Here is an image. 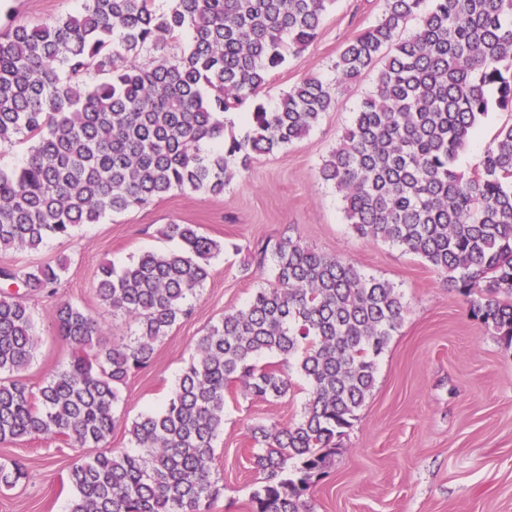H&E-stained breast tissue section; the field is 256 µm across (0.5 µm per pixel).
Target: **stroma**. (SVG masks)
<instances>
[{"instance_id": "1", "label": "stroma", "mask_w": 512, "mask_h": 512, "mask_svg": "<svg viewBox=\"0 0 512 512\" xmlns=\"http://www.w3.org/2000/svg\"><path fill=\"white\" fill-rule=\"evenodd\" d=\"M84 0H0V30L15 22H40L79 13ZM384 0H335L325 12L316 41L274 71L261 97L266 107L304 76L333 83L335 107L304 138L256 156L238 170L223 194L174 190L148 206L79 227L73 238L56 239L36 251L0 252V264L20 267L69 265L54 295L37 294L36 356L25 373L39 387L71 351L52 325L57 302L84 306L105 328L109 342L130 332L128 319L113 315L95 296L96 272L110 261L124 266L147 251L175 252L178 241L159 233L168 223L197 224L225 244L211 261V276L189 316L156 345L153 363L121 391L120 423L110 447H128L126 422L157 408L174 390L196 339L225 312L243 307L269 269L252 259L255 247L282 237L355 263L366 274L393 283L404 296L403 320L377 360L374 388L336 444L339 452L309 490L314 512H512V347L469 313V302L417 255L389 243H367L348 224L343 202L319 170L351 125L373 86L374 72L356 82L336 80L344 45L372 25ZM512 112L491 110L460 154L458 167L472 172L485 145ZM307 386L293 376L292 388L265 402L227 394L224 428L214 447L213 476L223 494L209 512H249L260 475L251 458L252 427L297 421ZM62 440L35 439L0 446V462L17 459L28 468L25 482L0 490V512H67L68 474L88 456Z\"/></svg>"}]
</instances>
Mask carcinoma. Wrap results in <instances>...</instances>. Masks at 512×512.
I'll use <instances>...</instances> for the list:
<instances>
[{
    "label": "carcinoma",
    "mask_w": 512,
    "mask_h": 512,
    "mask_svg": "<svg viewBox=\"0 0 512 512\" xmlns=\"http://www.w3.org/2000/svg\"><path fill=\"white\" fill-rule=\"evenodd\" d=\"M377 21L349 40L338 82L383 62L373 91L320 168L345 218L367 243L422 258L470 312L512 345V124L501 126L468 175L459 153L492 109L512 112V0H384ZM334 0H86L82 12L0 33V145L30 141L24 163L0 169V250H36L83 224L148 205L170 191L224 193L234 165L306 135L336 102L332 85L302 78L276 106L255 104L244 136L219 116L240 110L289 56L318 37ZM419 19L404 35L407 23ZM188 32L189 48L167 47ZM103 76L87 82L90 73ZM181 243L98 268L103 305L137 324L118 344L84 308L60 301L67 365L38 389L24 373L38 344L34 309L0 290V444L63 439L95 452L72 466L68 512H207L223 493L212 475L226 394L264 401L307 385L301 417L252 429L263 474L252 512H312L307 492L336 454L375 383L377 358L403 319L393 284L290 236L258 249L271 280L200 336L172 395L127 427L137 451L108 445L122 387L155 344L191 312L224 245L198 224L170 223ZM64 261L0 268L29 293H55ZM273 355L276 362L264 358ZM28 478L0 462V489Z\"/></svg>",
    "instance_id": "cac0c4a2"
}]
</instances>
